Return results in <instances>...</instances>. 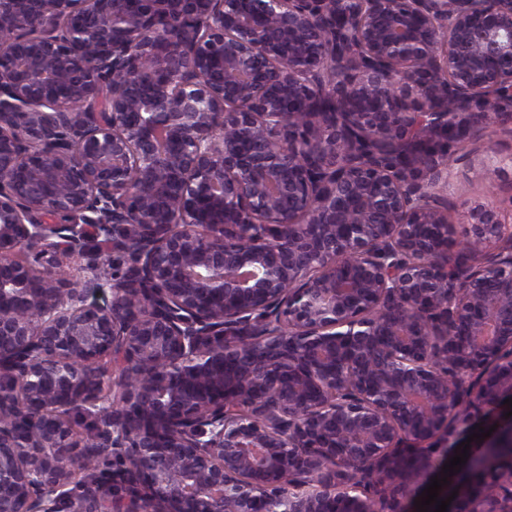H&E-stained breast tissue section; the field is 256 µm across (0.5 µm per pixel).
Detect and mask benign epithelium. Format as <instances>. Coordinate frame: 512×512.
Returning <instances> with one entry per match:
<instances>
[{"instance_id":"obj_1","label":"benign epithelium","mask_w":512,"mask_h":512,"mask_svg":"<svg viewBox=\"0 0 512 512\" xmlns=\"http://www.w3.org/2000/svg\"><path fill=\"white\" fill-rule=\"evenodd\" d=\"M491 115L512 0H0V512H512ZM456 164L448 171V200L456 202V210L448 211V218L453 223L462 222L460 214L462 201L483 198L485 184L482 180L485 154L479 142H465L454 149Z\"/></svg>"}]
</instances>
